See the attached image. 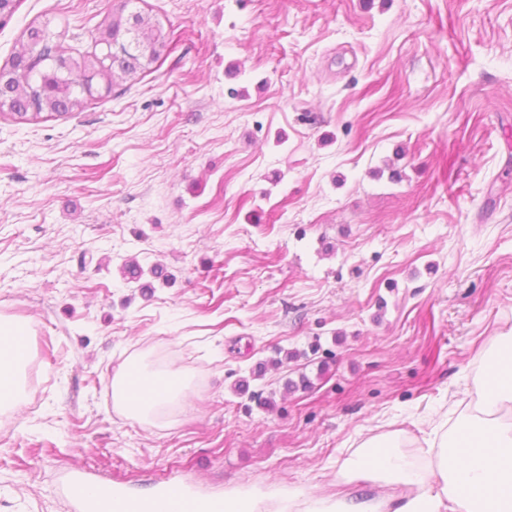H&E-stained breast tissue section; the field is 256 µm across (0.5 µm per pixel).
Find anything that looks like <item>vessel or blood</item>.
<instances>
[{
    "instance_id": "vessel-or-blood-1",
    "label": "vessel or blood",
    "mask_w": 512,
    "mask_h": 512,
    "mask_svg": "<svg viewBox=\"0 0 512 512\" xmlns=\"http://www.w3.org/2000/svg\"><path fill=\"white\" fill-rule=\"evenodd\" d=\"M60 491L72 512H156L174 495L192 505L193 512H224L223 498L198 495L179 483L169 484L151 497L135 498L104 478L75 474L61 484Z\"/></svg>"
}]
</instances>
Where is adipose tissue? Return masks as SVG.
<instances>
[{
  "label": "adipose tissue",
  "instance_id": "ef3b65f1",
  "mask_svg": "<svg viewBox=\"0 0 512 512\" xmlns=\"http://www.w3.org/2000/svg\"><path fill=\"white\" fill-rule=\"evenodd\" d=\"M31 356L30 330L21 320L0 318V412L21 397L19 371ZM486 372L473 380V409L449 430L423 437L436 468H422L396 450L397 440L369 439L340 468L345 480L398 485L385 502L355 497L331 501L289 491L286 512H512V329L492 338ZM188 379L129 364L112 382V400L127 416L149 423L180 401Z\"/></svg>",
  "mask_w": 512,
  "mask_h": 512
}]
</instances>
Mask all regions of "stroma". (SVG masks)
<instances>
[{
	"label": "stroma",
	"instance_id": "35a3bbf8",
	"mask_svg": "<svg viewBox=\"0 0 512 512\" xmlns=\"http://www.w3.org/2000/svg\"><path fill=\"white\" fill-rule=\"evenodd\" d=\"M120 3L20 0L0 66L47 20L92 51ZM140 8L174 37L153 72L70 115H0V316L32 337L0 413V512H69L65 469L272 510L400 494L338 468L456 416L512 327V0ZM126 258L168 282L129 287ZM163 351L191 387L147 427L112 378Z\"/></svg>",
	"mask_w": 512,
	"mask_h": 512
}]
</instances>
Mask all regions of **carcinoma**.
<instances>
[{
  "label": "carcinoma",
  "mask_w": 512,
  "mask_h": 512,
  "mask_svg": "<svg viewBox=\"0 0 512 512\" xmlns=\"http://www.w3.org/2000/svg\"><path fill=\"white\" fill-rule=\"evenodd\" d=\"M136 3L122 0L89 31L98 47L93 52L72 51L67 32L52 30L48 21L29 27L26 43L0 68V112L20 121H34L44 113L80 112L95 97L89 80L111 88L149 70L170 52V40L150 17L128 10ZM121 270L128 284L144 275L133 260L124 262Z\"/></svg>",
  "instance_id": "carcinoma-1"
}]
</instances>
